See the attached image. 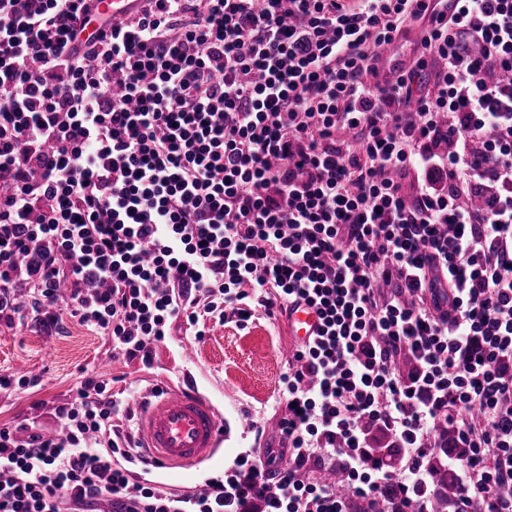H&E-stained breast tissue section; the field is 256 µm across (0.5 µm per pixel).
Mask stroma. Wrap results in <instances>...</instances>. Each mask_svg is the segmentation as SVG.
<instances>
[{
	"instance_id": "obj_1",
	"label": "stroma",
	"mask_w": 512,
	"mask_h": 512,
	"mask_svg": "<svg viewBox=\"0 0 512 512\" xmlns=\"http://www.w3.org/2000/svg\"><path fill=\"white\" fill-rule=\"evenodd\" d=\"M203 323L200 340L174 323L168 341L155 347L148 368L123 359L113 350L111 338L74 318L55 334L44 333L28 320L0 327V374L32 370L41 378L34 388L0 391V427L35 419L56 429L52 409L73 395L87 371L109 381L121 408L120 429L133 435L141 404L156 389L179 384L188 373L228 421L224 445L200 467L156 472L150 479L175 494L203 488L207 479L223 477L225 464L240 452L252 449L260 455L278 447V382L288 368L289 342L287 318L270 319L259 311L241 325L209 316ZM253 422L263 425V434L250 430Z\"/></svg>"
}]
</instances>
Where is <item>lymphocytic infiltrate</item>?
<instances>
[{
	"label": "lymphocytic infiltrate",
	"instance_id": "1",
	"mask_svg": "<svg viewBox=\"0 0 512 512\" xmlns=\"http://www.w3.org/2000/svg\"><path fill=\"white\" fill-rule=\"evenodd\" d=\"M303 303L279 447L139 481L87 373L64 434L0 427V512H389L390 486L428 512L444 425L455 512H512V0H0V325L68 315L148 366L177 319ZM420 27L417 25L409 32L407 37L395 42L390 45L392 56L398 60V62L404 63L403 66H409L410 63L417 57L416 52V39L419 35Z\"/></svg>",
	"mask_w": 512,
	"mask_h": 512
}]
</instances>
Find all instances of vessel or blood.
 Wrapping results in <instances>:
<instances>
[{"mask_svg": "<svg viewBox=\"0 0 512 512\" xmlns=\"http://www.w3.org/2000/svg\"><path fill=\"white\" fill-rule=\"evenodd\" d=\"M320 325L314 308H294L288 318L293 341L315 335ZM142 470L190 468L210 460L224 440V419L192 385L159 390L138 414Z\"/></svg>", "mask_w": 512, "mask_h": 512, "instance_id": "obj_1", "label": "vessel or blood"}]
</instances>
